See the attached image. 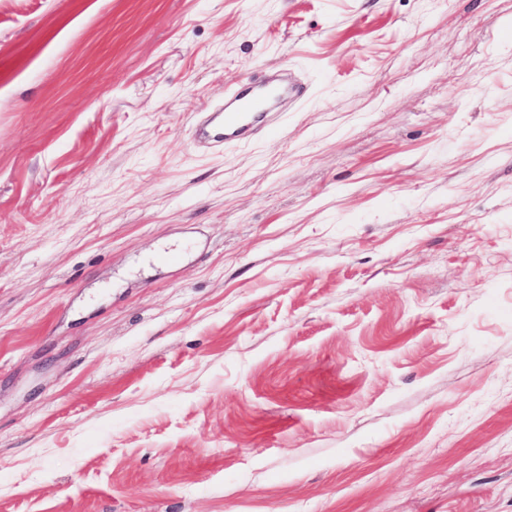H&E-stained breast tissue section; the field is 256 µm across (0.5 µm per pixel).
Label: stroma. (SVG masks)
Segmentation results:
<instances>
[{
	"instance_id": "stroma-1",
	"label": "stroma",
	"mask_w": 512,
	"mask_h": 512,
	"mask_svg": "<svg viewBox=\"0 0 512 512\" xmlns=\"http://www.w3.org/2000/svg\"><path fill=\"white\" fill-rule=\"evenodd\" d=\"M0 512H512V0H0ZM294 93L293 87L277 73L270 78L266 75L251 96L231 90L223 106L217 107L212 116L196 124V145L224 146L245 140L258 129L257 123L260 120L267 119L268 114L257 112L267 100Z\"/></svg>"
}]
</instances>
